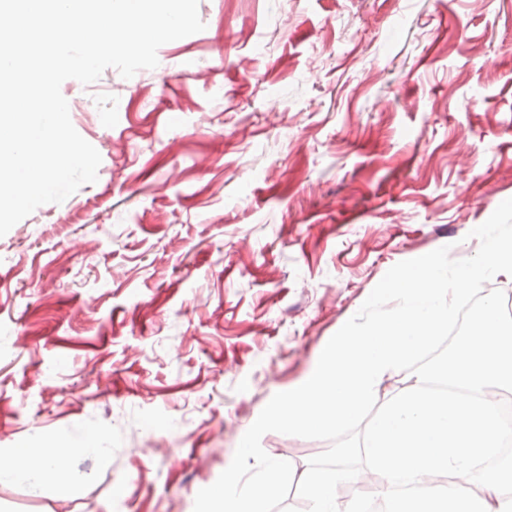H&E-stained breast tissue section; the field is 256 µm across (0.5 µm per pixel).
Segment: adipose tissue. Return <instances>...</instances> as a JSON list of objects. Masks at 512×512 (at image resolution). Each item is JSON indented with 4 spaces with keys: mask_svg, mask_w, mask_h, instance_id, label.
I'll list each match as a JSON object with an SVG mask.
<instances>
[{
    "mask_svg": "<svg viewBox=\"0 0 512 512\" xmlns=\"http://www.w3.org/2000/svg\"><path fill=\"white\" fill-rule=\"evenodd\" d=\"M71 452L69 443L63 441L47 446L19 445L8 454H0V484H24L35 493L66 485L67 476L60 463Z\"/></svg>",
    "mask_w": 512,
    "mask_h": 512,
    "instance_id": "adipose-tissue-1",
    "label": "adipose tissue"
}]
</instances>
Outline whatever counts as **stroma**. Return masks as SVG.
<instances>
[{
	"mask_svg": "<svg viewBox=\"0 0 512 512\" xmlns=\"http://www.w3.org/2000/svg\"><path fill=\"white\" fill-rule=\"evenodd\" d=\"M199 15L139 94L113 68L63 82L98 178L0 237V449L67 441L78 483L0 484V512H193L392 266L473 256L512 198V0ZM90 431L108 465L82 453Z\"/></svg>",
	"mask_w": 512,
	"mask_h": 512,
	"instance_id": "1",
	"label": "stroma"
}]
</instances>
